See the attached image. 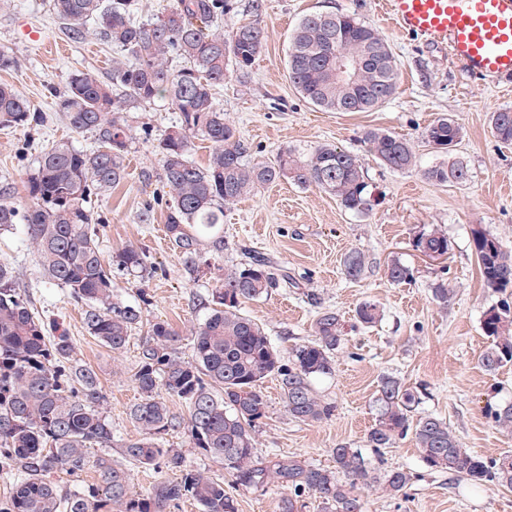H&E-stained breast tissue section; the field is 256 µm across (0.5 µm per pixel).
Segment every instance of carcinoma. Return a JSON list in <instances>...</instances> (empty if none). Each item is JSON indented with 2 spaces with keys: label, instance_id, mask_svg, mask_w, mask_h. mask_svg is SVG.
<instances>
[{
  "label": "carcinoma",
  "instance_id": "1",
  "mask_svg": "<svg viewBox=\"0 0 512 512\" xmlns=\"http://www.w3.org/2000/svg\"><path fill=\"white\" fill-rule=\"evenodd\" d=\"M50 7L69 39L78 42L93 33L117 53L112 76L103 80L89 70L73 73L55 92L57 111L72 131L89 133L92 150H79L69 141L53 144L38 159L27 178L26 200L15 196L10 183L0 185V231L24 225L45 275L85 306L88 334L114 352L123 350L142 322V308L122 302L115 294L112 272L150 275L146 256L125 247L104 259L98 243L99 218L93 200L101 199L124 175V160L135 139L126 113L140 104L162 100L176 112L174 124L161 135L158 155L160 182L170 205L165 236L196 271L224 253V207L256 193L282 178L316 184L347 210L365 214L374 199L364 172L353 154L324 144L303 159L284 149L269 163H250L237 130L224 118L214 88L229 71L248 75L265 45L260 19L227 32L213 26L235 10L233 0H175L154 20L135 16L132 0H51ZM365 55L357 80L338 84L329 63L335 51ZM288 77L298 92L326 112H371L396 92L398 68L387 41L353 14L315 12L298 22L290 41ZM42 116L10 84H0V126L28 129ZM490 124L503 143H512V111L492 113ZM462 129L450 116L439 118L425 138L448 154V163L426 171L435 183L462 184L466 165L448 144L458 142ZM211 143L206 166L191 159L192 141ZM365 140L381 164L405 170L415 164L410 143L377 130ZM473 244L486 287L512 288V253L485 231L474 233ZM414 247L422 254L448 255V237L423 231ZM364 256L347 253L343 270L355 279L364 269ZM387 276L402 283L410 269L398 260ZM285 276L270 261L252 258L242 268L224 272V284L204 299L207 317L191 331L194 359L179 356L180 334L165 321L150 325L141 341L139 364L133 375L140 398L130 417L140 437L122 445L125 457L143 468L161 465L180 472L175 481H160L145 495L129 491V475L112 463V426L102 411L105 397L96 372L74 357L67 331L55 319L32 312L13 268L0 264V468L16 470L0 498V512H168L190 498L201 512H238L237 500L224 490V481L184 465L182 454L166 448L163 436L184 428L193 447L224 465L231 483L246 490L277 483L288 489L280 512H298L297 504L312 493L321 512H363L355 489L375 487L396 496L410 484L412 474L385 469L368 461L361 450L332 449L335 467L281 456L269 463L256 454L254 433L266 417L268 402L262 383L279 381L288 416L318 422L333 416L335 406L322 397L312 379L332 374L333 355L342 337L338 315L326 311L314 324V339L291 349L284 360L264 328L241 312L240 305L281 287ZM358 322L371 326L381 318L377 304L362 303ZM482 331L490 341L480 357L490 372L512 363V306L489 309ZM184 403L187 418L171 413L159 392ZM420 397L393 378L381 380L375 398L376 421L367 434L376 452L391 448L410 435L431 472H446L476 484L495 482L512 487V454L486 460L467 449L447 422L435 416L414 417ZM495 427L512 432V402L488 410ZM103 452L92 456L88 448ZM93 470L100 483L62 492L51 480L64 471L80 476Z\"/></svg>",
  "mask_w": 512,
  "mask_h": 512
}]
</instances>
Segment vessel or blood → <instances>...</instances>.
<instances>
[{"instance_id":"b4317fda","label":"vessel or blood","mask_w":512,"mask_h":512,"mask_svg":"<svg viewBox=\"0 0 512 512\" xmlns=\"http://www.w3.org/2000/svg\"><path fill=\"white\" fill-rule=\"evenodd\" d=\"M377 6L396 29L447 48L466 73L512 90V0H378Z\"/></svg>"}]
</instances>
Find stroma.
Returning a JSON list of instances; mask_svg holds the SVG:
<instances>
[{"label": "stroma", "instance_id": "stroma-1", "mask_svg": "<svg viewBox=\"0 0 512 512\" xmlns=\"http://www.w3.org/2000/svg\"><path fill=\"white\" fill-rule=\"evenodd\" d=\"M49 4L11 0L9 8L0 9V45L11 47L20 60L16 68L0 71V83L13 85L44 116L41 125L28 130L0 127V182L18 187L41 152L56 142L68 140L84 150L94 146L91 134L75 133L63 121L54 90L63 89L77 70L89 68L103 77L112 73L113 51L91 35L69 41ZM316 11L356 14L388 41L399 79L394 96L382 107L326 112L291 84V34L304 15ZM260 15L266 28L264 49L246 80L232 74L216 88L217 103L252 162L272 160L283 149L306 157L324 143L355 155L376 200L370 212L345 210L316 185L280 180L225 208L223 257L191 273L164 234L167 208L157 145L176 114L159 100L130 110V124L149 128L150 134L136 137L123 180L95 204L104 257L132 246L144 251L153 267L144 282L123 273L114 277L120 298L142 307V322L127 347L115 352L88 335L80 304L42 273L22 226L0 234V263L14 267L35 312L58 319L73 341L76 358L96 371L105 396L103 410L112 425V459L128 470L132 493L146 494L157 481L177 477L164 468L139 467L121 450L122 443L139 436L129 412L139 399L133 374L150 323L165 321L179 331L180 355L192 359L186 334L208 314L200 298L221 287L225 269L244 266L260 254L285 270L290 283L268 297L244 302L241 310L264 327L281 354L310 341L315 319L325 310L340 315L344 337L334 354L332 375L313 382L335 403L331 418L316 423L291 419L277 381L265 380L268 412L255 432L259 458L267 462L288 455L330 467L332 448L347 445L362 449L368 459L382 457L385 468L414 475L396 496L358 487L364 512H512V488L490 482L476 486L445 472L427 471L412 438L398 440L379 455L366 442L375 422L378 385L389 376L419 391L417 414L442 418L464 448L487 459L512 453V433L496 428L486 413L488 406L512 401V366L490 373L479 364L488 346L481 321L504 296L485 287L473 248L474 231L483 229L512 251V144L499 141L489 125L491 113L512 110V95L468 76L447 49L392 28L375 0H262ZM444 115L463 130L454 155L467 165L469 179L460 185L435 183L425 176L445 159L424 138L427 126ZM370 130L408 140L414 166L405 171L382 166L364 141ZM148 205L153 219L145 224L139 215ZM432 228L446 234L449 243L447 258L437 262L414 246L418 233ZM351 251L365 258L364 272L355 280L344 275L342 266ZM394 259L412 269L411 281L395 284L388 279L387 265ZM441 280L457 290L445 307L432 293ZM365 301L376 303L382 313L369 327L356 320V309Z\"/></svg>", "mask_w": 512, "mask_h": 512}]
</instances>
